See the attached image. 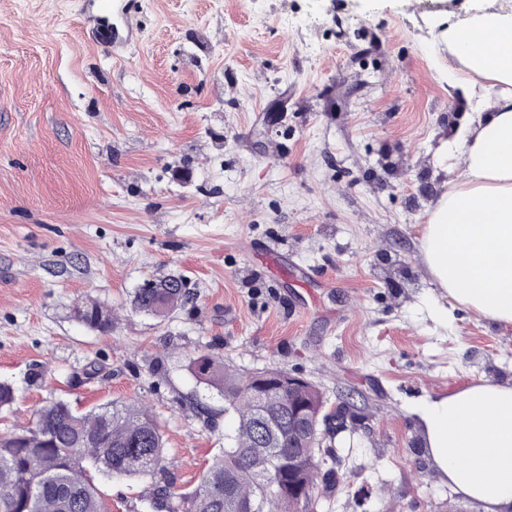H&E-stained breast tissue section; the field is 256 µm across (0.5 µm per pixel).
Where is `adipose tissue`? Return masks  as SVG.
<instances>
[{
	"label": "adipose tissue",
	"instance_id": "adipose-tissue-1",
	"mask_svg": "<svg viewBox=\"0 0 512 512\" xmlns=\"http://www.w3.org/2000/svg\"><path fill=\"white\" fill-rule=\"evenodd\" d=\"M430 25L471 88L494 98L466 133L455 178L429 207L420 252L452 300L512 326V9L470 0L466 15L449 10ZM421 421L442 480L485 512H512V386L483 382L429 399Z\"/></svg>",
	"mask_w": 512,
	"mask_h": 512
}]
</instances>
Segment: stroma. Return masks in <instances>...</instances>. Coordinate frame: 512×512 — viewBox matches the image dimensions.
<instances>
[{"label":"stroma","instance_id":"35a3bbf8","mask_svg":"<svg viewBox=\"0 0 512 512\" xmlns=\"http://www.w3.org/2000/svg\"><path fill=\"white\" fill-rule=\"evenodd\" d=\"M445 0H0V433L51 397L138 400L183 490L236 427L190 362L280 368L358 407L319 512H483L425 448V399L512 384V327L452 304L420 253L482 100L427 21ZM182 278L160 320L137 288ZM112 310L101 332L75 316ZM207 414H198L199 405ZM107 512L151 479L97 477ZM75 314L78 320L99 331L106 332L112 328V310L100 302L86 303L77 308Z\"/></svg>","mask_w":512,"mask_h":512}]
</instances>
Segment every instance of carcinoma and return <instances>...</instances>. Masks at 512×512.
<instances>
[{"instance_id": "carcinoma-1", "label": "carcinoma", "mask_w": 512, "mask_h": 512, "mask_svg": "<svg viewBox=\"0 0 512 512\" xmlns=\"http://www.w3.org/2000/svg\"><path fill=\"white\" fill-rule=\"evenodd\" d=\"M183 286L140 288L132 305L164 319L187 302ZM78 320L106 332L112 310L89 302L75 311ZM197 378L216 390L224 410L237 418L235 432L212 458L196 486L171 492L155 507L166 512H314L340 482L321 447L325 393L316 385L292 389L279 385L282 369L245 371L200 355L191 361ZM305 402L312 423L305 435L288 433L276 417ZM163 431L141 404L114 402L79 412L62 399H50L36 414V424L0 436V512H105L95 476H161L166 484ZM302 491L313 508L300 502Z\"/></svg>"}]
</instances>
